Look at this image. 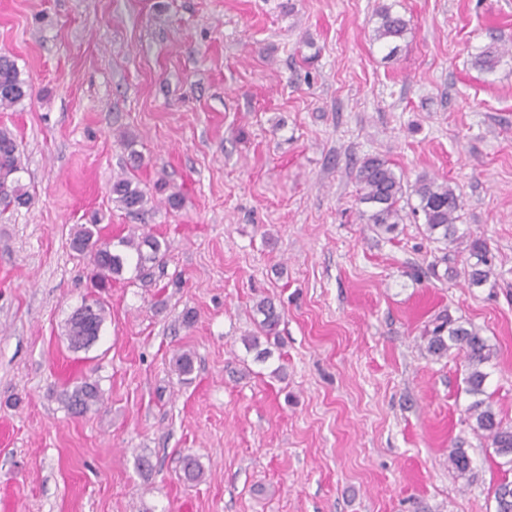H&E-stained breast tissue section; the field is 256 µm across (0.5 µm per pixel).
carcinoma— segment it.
I'll return each mask as SVG.
<instances>
[{"instance_id": "1", "label": "carcinoma", "mask_w": 512, "mask_h": 512, "mask_svg": "<svg viewBox=\"0 0 512 512\" xmlns=\"http://www.w3.org/2000/svg\"><path fill=\"white\" fill-rule=\"evenodd\" d=\"M378 25L374 29L375 40L394 53L399 42L408 31V22L392 7L383 6L377 12ZM507 49L491 44L476 58V64L492 69L498 63L499 54ZM31 96L27 82L20 77L15 62L6 55H0V109L8 110L21 104ZM24 165L16 138L7 130H0V208L26 207L31 205L32 196L22 183ZM356 179L362 194L359 203L368 206V223L385 232L394 231L404 216L399 203L406 194L403 178L398 176L389 162L379 157H367L357 169ZM412 193L418 199L414 213L423 216L429 237L446 244L460 239L457 221L460 199L445 182L427 175L419 176L412 185ZM112 200L126 213L137 216L147 210L149 198L140 188L139 182L129 177H119L112 182ZM72 250L78 254L90 255L92 269L91 287L106 291L112 283L121 280L123 272L134 267L136 276L150 275V269L169 250V243L149 233L134 228L125 237L117 240L104 239L95 224H80L71 233ZM469 256L474 262L468 265L467 281L471 287H482L493 273L490 251L485 241L475 239L469 244ZM263 316L260 328L265 339L278 337L281 313L274 303L263 299L256 304ZM106 319L105 308L97 299L90 301V307L78 308L67 318L63 335L69 349L74 352L88 347L90 340L101 335ZM426 353L443 358L457 351L467 361L464 378L466 394L474 397L468 407L470 428L487 438L497 448L496 456L502 465L512 468V426L503 423L493 408L486 392L488 373L484 366L496 356L493 345L475 327H466L462 322L446 314L437 319L432 330L427 332ZM102 399L99 383L87 377L73 382L64 389L61 402L72 415H83L97 407ZM448 462L461 479L469 478L471 459L463 448H454L448 454ZM183 476L190 483L202 477L197 460L187 455L183 459ZM495 512H512V481H503L493 492Z\"/></svg>"}]
</instances>
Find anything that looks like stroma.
<instances>
[{
	"mask_svg": "<svg viewBox=\"0 0 512 512\" xmlns=\"http://www.w3.org/2000/svg\"><path fill=\"white\" fill-rule=\"evenodd\" d=\"M383 5L408 22L393 58ZM492 43L510 52L486 71ZM1 53L32 86L0 129L33 201L0 211V512H494L512 471L468 425L465 362L421 345L444 313L480 329L512 425V0H0ZM134 150L138 217L110 194ZM370 156L448 182L460 240L365 223ZM79 224L170 244L154 285L129 268L101 294L86 352L62 335L92 291ZM474 238L495 257L481 288ZM265 297L282 320L261 363L242 339ZM84 376L102 401L74 416L60 394ZM468 249L470 258L475 261L468 265L467 281L469 286L479 288L487 284L493 273L490 251L487 243L480 239L472 240Z\"/></svg>",
	"mask_w": 512,
	"mask_h": 512,
	"instance_id": "stroma-1",
	"label": "stroma"
}]
</instances>
